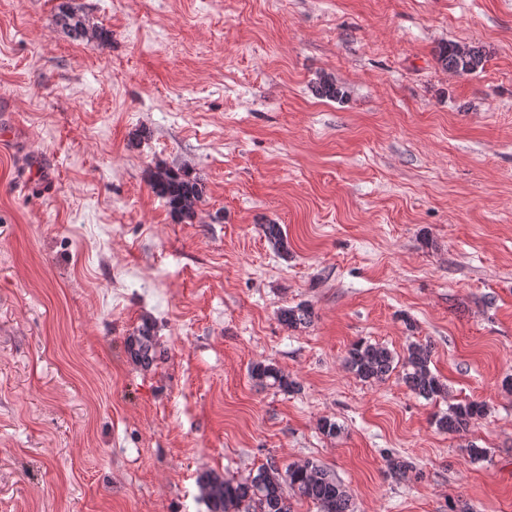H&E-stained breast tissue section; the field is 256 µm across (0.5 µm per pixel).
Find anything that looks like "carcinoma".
<instances>
[{
    "label": "carcinoma",
    "mask_w": 512,
    "mask_h": 512,
    "mask_svg": "<svg viewBox=\"0 0 512 512\" xmlns=\"http://www.w3.org/2000/svg\"><path fill=\"white\" fill-rule=\"evenodd\" d=\"M56 23L74 41L94 39L103 47L112 38L111 32L104 28L89 29L86 18L66 3L60 5ZM437 60L446 69L459 74L475 73L485 62L480 50L458 43L440 47ZM316 91L319 96L329 99L342 96L341 89L327 76L319 79ZM148 180L152 192L165 202L175 221L186 224L194 221L197 207L205 195L201 179L185 170L157 167L150 171ZM262 229L279 253L288 254V239L280 225L264 224ZM313 318L314 312L307 304L283 308L278 315L280 322L294 329L309 326ZM126 351L132 360L144 367L157 360L156 330L151 318H142L137 335L126 342ZM344 364L365 382H379L400 367L404 384L416 395L433 401L448 394L447 385L430 368L429 348L420 343H410L398 362L387 347L358 341L348 350ZM250 377L262 387L288 392L298 390L295 381L271 364H253ZM484 414V406L478 403L459 402L450 405L447 412L434 415L433 423L443 433H458ZM385 466L394 476H404L412 469L404 457L391 452L385 455ZM197 486L206 512H293L288 500L290 491L299 499L313 503L317 512H351L350 499L343 485L312 461L291 464L283 470L270 463L239 481L206 470L198 474Z\"/></svg>",
    "instance_id": "obj_1"
}]
</instances>
